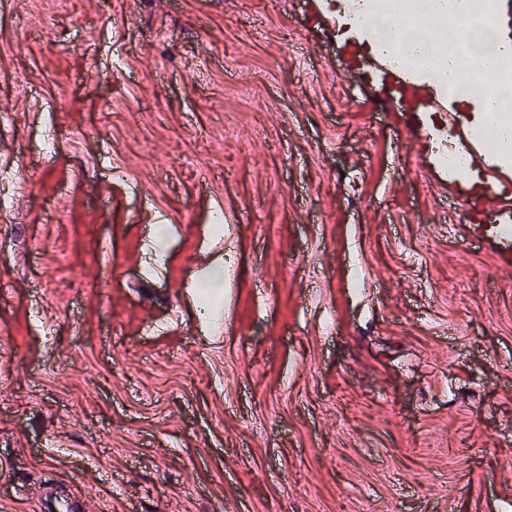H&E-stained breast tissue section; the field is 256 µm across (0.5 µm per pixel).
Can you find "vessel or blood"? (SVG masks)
Wrapping results in <instances>:
<instances>
[{"mask_svg": "<svg viewBox=\"0 0 512 512\" xmlns=\"http://www.w3.org/2000/svg\"><path fill=\"white\" fill-rule=\"evenodd\" d=\"M491 15L500 37L512 41V0H491ZM328 24L346 35V73L363 76L372 58L381 56L378 38L351 27L350 11L329 12ZM375 79L388 88L397 111L429 105L437 114L435 130L467 155V170L441 159L448 181L440 193L454 200L460 230L485 242L501 268L512 269V145H491L478 133L480 105L456 94L450 85L429 81L424 73L402 76L382 69Z\"/></svg>", "mask_w": 512, "mask_h": 512, "instance_id": "obj_1", "label": "vessel or blood"}]
</instances>
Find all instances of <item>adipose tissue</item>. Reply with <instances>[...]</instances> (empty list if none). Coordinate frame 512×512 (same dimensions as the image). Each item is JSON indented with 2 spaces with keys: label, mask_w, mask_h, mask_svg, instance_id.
I'll return each instance as SVG.
<instances>
[{
  "label": "adipose tissue",
  "mask_w": 512,
  "mask_h": 512,
  "mask_svg": "<svg viewBox=\"0 0 512 512\" xmlns=\"http://www.w3.org/2000/svg\"><path fill=\"white\" fill-rule=\"evenodd\" d=\"M359 19L402 65L435 62L444 75L466 71L465 88L477 90L488 105V141L512 132V83L503 81L501 65L512 45L497 39L492 18H474L469 0H398L395 12L364 10Z\"/></svg>",
  "instance_id": "adipose-tissue-1"
}]
</instances>
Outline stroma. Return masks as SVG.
Listing matches in <instances>:
<instances>
[{
  "label": "stroma",
  "instance_id": "35a3bbf8",
  "mask_svg": "<svg viewBox=\"0 0 512 512\" xmlns=\"http://www.w3.org/2000/svg\"><path fill=\"white\" fill-rule=\"evenodd\" d=\"M304 7L0 0V512H512V273Z\"/></svg>",
  "mask_w": 512,
  "mask_h": 512
}]
</instances>
